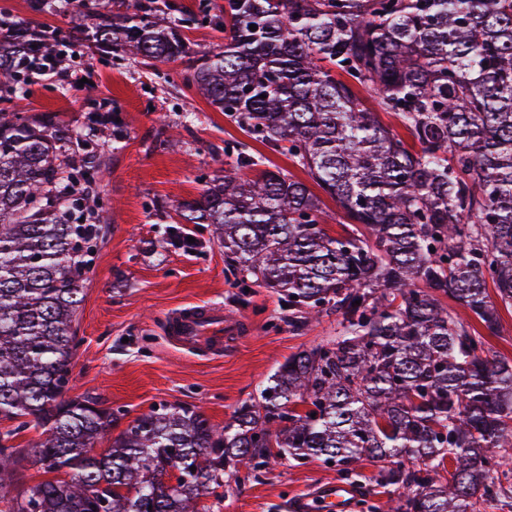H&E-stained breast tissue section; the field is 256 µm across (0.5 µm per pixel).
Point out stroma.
I'll list each match as a JSON object with an SVG mask.
<instances>
[{
	"instance_id": "35a3bbf8",
	"label": "stroma",
	"mask_w": 512,
	"mask_h": 512,
	"mask_svg": "<svg viewBox=\"0 0 512 512\" xmlns=\"http://www.w3.org/2000/svg\"><path fill=\"white\" fill-rule=\"evenodd\" d=\"M182 69L178 61L147 66L85 50L33 76L17 103L26 114L52 113L80 127L88 111L85 78L122 123L117 150L106 153L100 194L111 214L100 227L74 323L82 344L71 380L73 394H92L121 412L122 429L161 403L198 406L223 427L290 354L336 334L335 317L293 327L276 292L237 283L211 225H183L194 251L169 240L176 206L222 176L226 143L246 138L223 112L192 97ZM192 304H220L243 319V333L222 358L196 356L164 339L166 316ZM342 478L316 460L300 465L274 457L245 481L225 479L222 501L203 504L205 512H289L295 498Z\"/></svg>"
}]
</instances>
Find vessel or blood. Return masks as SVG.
I'll return each instance as SVG.
<instances>
[{"instance_id":"obj_1","label":"vessel or blood","mask_w":512,"mask_h":512,"mask_svg":"<svg viewBox=\"0 0 512 512\" xmlns=\"http://www.w3.org/2000/svg\"><path fill=\"white\" fill-rule=\"evenodd\" d=\"M242 329V322L229 318L223 306L193 305L169 314L164 336L179 349L220 357L232 346ZM355 497L351 485L331 482L321 486L313 499L295 500L291 512H352Z\"/></svg>"}]
</instances>
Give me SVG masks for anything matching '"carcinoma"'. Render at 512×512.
<instances>
[{
    "mask_svg": "<svg viewBox=\"0 0 512 512\" xmlns=\"http://www.w3.org/2000/svg\"><path fill=\"white\" fill-rule=\"evenodd\" d=\"M125 2L88 27L86 0H67L68 32L0 20V501L199 512L224 474L286 456L347 475L378 462L377 485L398 496L373 512H485L505 492L495 474L512 472L490 452L512 447V358L489 342L512 307V0H224L200 19L172 0ZM204 22L224 33L217 53L185 34ZM63 43L186 63L187 87L345 218L330 235L320 195L244 142L225 147L236 168L176 206L178 223L213 225L241 283L305 320L336 316V336L291 354L222 429L163 403L110 438L118 417L69 396L86 256L109 221L85 202L121 130L92 85L86 134L15 108ZM31 428L39 438L15 447ZM28 465L51 478L11 496Z\"/></svg>",
    "mask_w": 512,
    "mask_h": 512,
    "instance_id": "carcinoma-1",
    "label": "carcinoma"
}]
</instances>
